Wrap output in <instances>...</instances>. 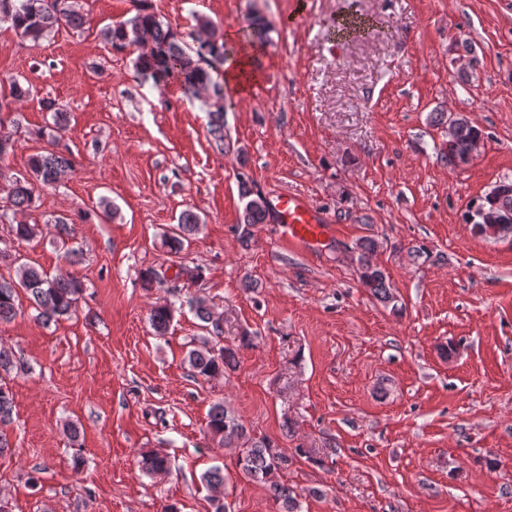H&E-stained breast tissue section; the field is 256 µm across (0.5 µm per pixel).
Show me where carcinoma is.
Listing matches in <instances>:
<instances>
[{
    "instance_id": "carcinoma-1",
    "label": "carcinoma",
    "mask_w": 512,
    "mask_h": 512,
    "mask_svg": "<svg viewBox=\"0 0 512 512\" xmlns=\"http://www.w3.org/2000/svg\"><path fill=\"white\" fill-rule=\"evenodd\" d=\"M0 22H7L16 32L37 44L55 28L65 24L72 29H80L85 24V16L78 0H0ZM203 36L197 40V46L186 48L181 45L172 27L149 11L148 0H134V14L129 18L109 25L100 31L101 39L116 52L131 47L139 49L137 67L142 74L160 84L173 80L181 85L184 92L197 95L202 90L210 91V127L219 146H224V103L223 85L212 77V71L224 62V40L217 35L212 23L198 18ZM29 95V89L18 82L10 81V94L0 93V112L14 111L13 104ZM53 111V128L57 135L67 129L68 113L54 107V102H46ZM480 133L466 117L456 118L455 125L441 156L453 166L469 164L468 152L473 139ZM73 168V160L62 152L36 154L29 160V177H17L13 180L10 202L13 212H25L33 205L34 186L38 182L43 186H53L61 176ZM240 197L245 200L242 212L243 224L241 241H250L251 227L266 223L270 215L268 202L254 193L249 180L240 177ZM495 208L512 216V181H502L485 194L478 202L469 207L466 223H481L477 211L480 207ZM200 217L186 210L179 217L178 224L166 234L165 245L170 251L179 253L184 242L198 230ZM15 236L23 240H33L43 235L38 224L19 222L13 225ZM378 243L366 238L359 241L356 249L358 256V276L361 285L373 297L383 303H392L395 296L386 273L370 264V255ZM84 284L74 277L51 278L40 267L23 263L18 267L17 277H0V322H9L18 314L19 292L23 291L38 311V318L45 322L66 316L72 311ZM196 316L208 327V333L217 341H204L191 349L187 361L196 376L212 378L224 374L237 364L236 352L221 344L219 338L224 335V319L215 313L201 298L195 300ZM174 303L156 306L151 310L150 322L154 331L164 334L173 319ZM210 432L219 438V442L238 448L240 470L247 478L269 485L281 512H296L297 503L293 491L281 484L278 474L288 467L290 457L268 439H256L248 434L239 419L224 408V404H215L208 422ZM169 460L158 453L142 456L141 469L147 474L167 471Z\"/></svg>"
}]
</instances>
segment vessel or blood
Returning <instances> with one entry per match:
<instances>
[{
    "label": "vessel or blood",
    "mask_w": 512,
    "mask_h": 512,
    "mask_svg": "<svg viewBox=\"0 0 512 512\" xmlns=\"http://www.w3.org/2000/svg\"><path fill=\"white\" fill-rule=\"evenodd\" d=\"M272 214L284 241L315 251L331 235V226L323 213L300 194L281 192L274 196Z\"/></svg>",
    "instance_id": "vessel-or-blood-1"
}]
</instances>
